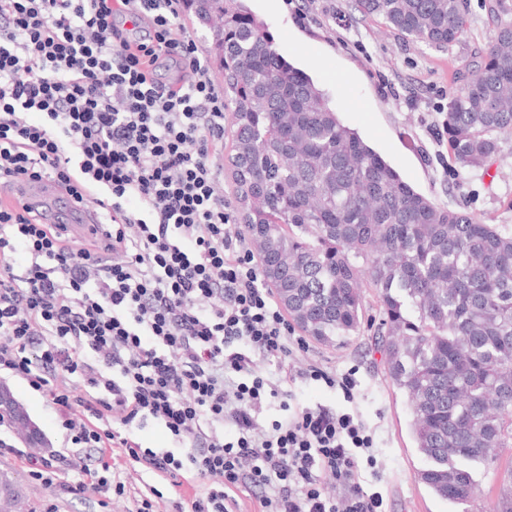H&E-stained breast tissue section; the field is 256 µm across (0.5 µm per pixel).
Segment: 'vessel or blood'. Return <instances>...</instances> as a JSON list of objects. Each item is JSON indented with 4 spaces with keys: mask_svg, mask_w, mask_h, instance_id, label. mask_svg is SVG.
Masks as SVG:
<instances>
[{
    "mask_svg": "<svg viewBox=\"0 0 512 512\" xmlns=\"http://www.w3.org/2000/svg\"><path fill=\"white\" fill-rule=\"evenodd\" d=\"M37 212L42 223L63 224L73 238L87 237L99 219L93 207L77 203L65 194L56 180L41 178L13 186Z\"/></svg>",
    "mask_w": 512,
    "mask_h": 512,
    "instance_id": "obj_1",
    "label": "vessel or blood"
}]
</instances>
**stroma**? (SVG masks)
Listing matches in <instances>:
<instances>
[{
    "mask_svg": "<svg viewBox=\"0 0 512 512\" xmlns=\"http://www.w3.org/2000/svg\"><path fill=\"white\" fill-rule=\"evenodd\" d=\"M263 22L276 47L323 90L340 120L360 136L417 190L441 206H451L490 224L512 227V135L502 136L500 151L480 170L463 171L441 155L428 129L442 121V110L460 86V76L497 25L495 0H467L468 32L448 49L415 45L385 31L374 18L362 16L354 0H244ZM391 83L392 92L380 87ZM317 361L346 371L358 366L353 399L340 390L313 381L291 385L290 405L323 406L354 412L374 437L378 460L369 484L381 491L391 512H463L462 505L436 496L418 479L427 466L412 437L409 402L384 375L382 355L370 333L350 337L343 346L310 342L298 353L297 365ZM7 388L39 427L44 447L72 455L75 445L59 428L46 397L17 376L0 372ZM285 404V405H288ZM280 400L268 403L259 416L262 425L285 418Z\"/></svg>",
    "mask_w": 512,
    "mask_h": 512,
    "instance_id": "obj_1",
    "label": "stroma"
}]
</instances>
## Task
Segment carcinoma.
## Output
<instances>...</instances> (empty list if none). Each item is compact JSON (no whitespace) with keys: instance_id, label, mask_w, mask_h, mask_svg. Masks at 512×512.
I'll list each match as a JSON object with an SVG mask.
<instances>
[{"instance_id":"obj_1","label":"carcinoma","mask_w":512,"mask_h":512,"mask_svg":"<svg viewBox=\"0 0 512 512\" xmlns=\"http://www.w3.org/2000/svg\"><path fill=\"white\" fill-rule=\"evenodd\" d=\"M213 28L233 112V180L243 231L289 317L321 343H343L374 291L375 346L408 398L418 479L471 504L477 471L512 448V228L440 207L345 126L312 78L288 62L242 0H186ZM410 41L448 48L467 31L465 0H355ZM465 67L448 102V154L484 167L512 134V7ZM27 414L0 392V414ZM495 512H512V469Z\"/></svg>"}]
</instances>
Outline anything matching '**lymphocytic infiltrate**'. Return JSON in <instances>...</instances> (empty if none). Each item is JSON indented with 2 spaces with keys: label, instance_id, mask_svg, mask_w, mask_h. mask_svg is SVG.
<instances>
[{
  "label": "lymphocytic infiltrate",
  "instance_id": "lymphocytic-infiltrate-1",
  "mask_svg": "<svg viewBox=\"0 0 512 512\" xmlns=\"http://www.w3.org/2000/svg\"><path fill=\"white\" fill-rule=\"evenodd\" d=\"M178 4L0 0V186L54 178L101 217L77 245L0 199V371L43 393L89 451L22 460L60 497L125 495L133 469L193 479L188 512H242L243 492L257 512H386L361 478L377 459L352 413L257 421L300 379L352 398L356 371L294 361L306 342L224 198V95ZM170 66L179 79L160 82ZM150 419L179 449L141 446L132 430Z\"/></svg>",
  "mask_w": 512,
  "mask_h": 512
}]
</instances>
